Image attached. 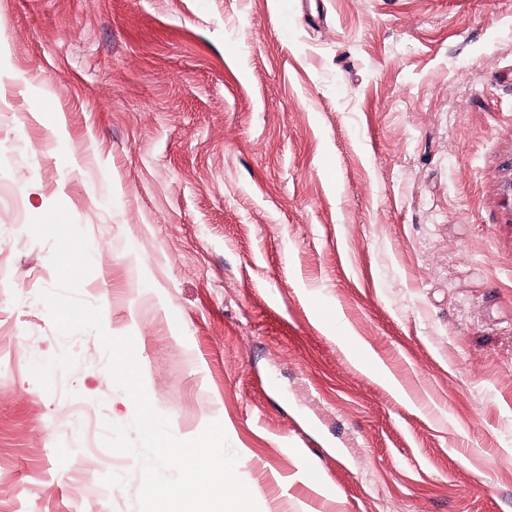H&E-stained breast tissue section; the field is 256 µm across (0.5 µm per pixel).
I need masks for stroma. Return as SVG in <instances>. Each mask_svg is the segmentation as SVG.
<instances>
[{
	"instance_id": "obj_1",
	"label": "stroma",
	"mask_w": 512,
	"mask_h": 512,
	"mask_svg": "<svg viewBox=\"0 0 512 512\" xmlns=\"http://www.w3.org/2000/svg\"><path fill=\"white\" fill-rule=\"evenodd\" d=\"M511 161L512 0H0V512H139L135 404L37 299L57 204L259 512H512Z\"/></svg>"
}]
</instances>
